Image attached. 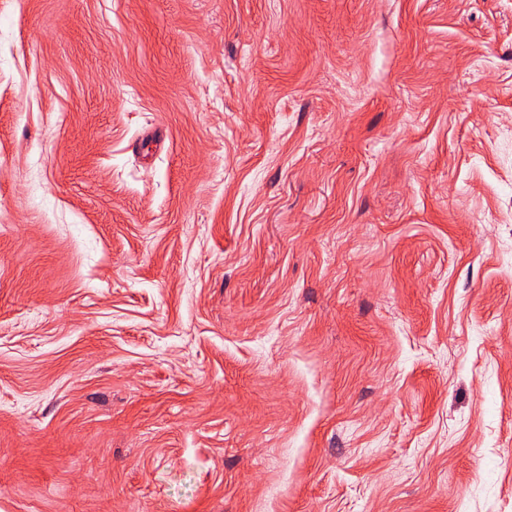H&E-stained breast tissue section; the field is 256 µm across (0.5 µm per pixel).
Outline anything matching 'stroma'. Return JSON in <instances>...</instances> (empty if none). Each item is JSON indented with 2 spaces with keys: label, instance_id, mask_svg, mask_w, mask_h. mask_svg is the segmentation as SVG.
Masks as SVG:
<instances>
[{
  "label": "stroma",
  "instance_id": "stroma-1",
  "mask_svg": "<svg viewBox=\"0 0 512 512\" xmlns=\"http://www.w3.org/2000/svg\"><path fill=\"white\" fill-rule=\"evenodd\" d=\"M0 512H512V0H0Z\"/></svg>",
  "mask_w": 512,
  "mask_h": 512
}]
</instances>
